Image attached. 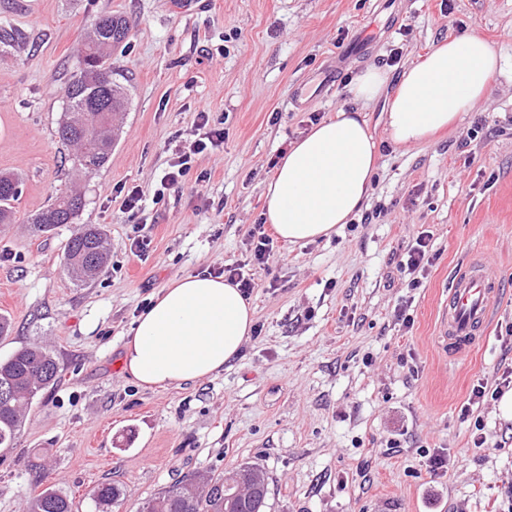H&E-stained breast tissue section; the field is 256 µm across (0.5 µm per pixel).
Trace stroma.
Instances as JSON below:
<instances>
[{
	"label": "stroma",
	"mask_w": 512,
	"mask_h": 512,
	"mask_svg": "<svg viewBox=\"0 0 512 512\" xmlns=\"http://www.w3.org/2000/svg\"><path fill=\"white\" fill-rule=\"evenodd\" d=\"M111 12L131 22L111 55L127 110L108 164L83 178L56 129L80 36ZM0 23L22 35L0 55V171L22 181L13 223L0 224L12 323L0 359L43 342L62 369L0 451V512H25L35 463L77 512H94L104 482L123 484L119 512H134L178 478L242 464L267 473L266 512H512V419L486 399L479 448L461 417L473 385L512 368V0H0ZM471 31L502 59L487 98L430 143L395 149L384 110L401 72ZM370 66L389 81L364 104L347 86ZM202 106L223 147L196 157L194 190L152 204L169 143L193 140ZM342 107L362 112L379 148L369 222L245 267L254 331L220 373L155 390L125 377L138 314L169 282L244 259L274 163L312 115ZM119 186L149 199L145 223L109 196ZM70 188L85 197L80 223L112 241L84 285L62 266L70 226L35 236L25 222ZM423 230L437 258L412 288L396 262ZM137 234L151 241L140 258ZM484 257L508 287L491 302L488 344L458 355L442 346L441 312L459 269ZM440 450L450 462L435 475L426 458Z\"/></svg>",
	"instance_id": "obj_1"
}]
</instances>
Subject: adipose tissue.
Returning a JSON list of instances; mask_svg holds the SVG:
<instances>
[{"label":"adipose tissue","instance_id":"obj_1","mask_svg":"<svg viewBox=\"0 0 512 512\" xmlns=\"http://www.w3.org/2000/svg\"><path fill=\"white\" fill-rule=\"evenodd\" d=\"M500 57L478 34L437 43L407 66L386 101L394 147L408 149L454 126L482 102ZM378 147L360 112L339 110L295 140L263 187L265 223L293 243L336 233L369 198ZM255 312L221 277L188 275L170 282L142 311L124 345V374L144 388L210 377L235 359L252 333Z\"/></svg>","mask_w":512,"mask_h":512}]
</instances>
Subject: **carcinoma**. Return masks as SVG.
Returning a JSON list of instances; mask_svg holds the SVG:
<instances>
[{
  "instance_id": "1",
  "label": "carcinoma",
  "mask_w": 512,
  "mask_h": 512,
  "mask_svg": "<svg viewBox=\"0 0 512 512\" xmlns=\"http://www.w3.org/2000/svg\"><path fill=\"white\" fill-rule=\"evenodd\" d=\"M130 25L122 15L104 14L84 31L78 48V66L65 87L59 140L75 147L74 164L85 174L102 169L120 136L116 115L125 110V88L112 79L106 67L112 48L128 38ZM21 194L20 179L0 172V223H11L15 203ZM85 207L84 196L70 191L27 216L26 223L38 235L63 224H74ZM111 243L101 227L87 224L71 235L65 245L64 267L70 278L81 284L93 280L104 268ZM60 366L53 352L40 344L25 345L0 360V449L13 447L27 411L35 397L51 389L60 378ZM262 480L250 492L226 500L220 493L225 476L209 473L184 476L167 489L143 499L138 512H264L269 480ZM127 496L124 486L103 483L92 500L97 512H112ZM26 512H73V501L65 491L46 485L27 501Z\"/></svg>"
}]
</instances>
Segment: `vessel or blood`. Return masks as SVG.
<instances>
[{
	"label": "vessel or blood",
	"instance_id": "b4317fda",
	"mask_svg": "<svg viewBox=\"0 0 512 512\" xmlns=\"http://www.w3.org/2000/svg\"><path fill=\"white\" fill-rule=\"evenodd\" d=\"M503 288L495 266L483 260L454 277L441 317L443 340L449 350L460 354L483 341L491 320V301Z\"/></svg>",
	"mask_w": 512,
	"mask_h": 512
}]
</instances>
